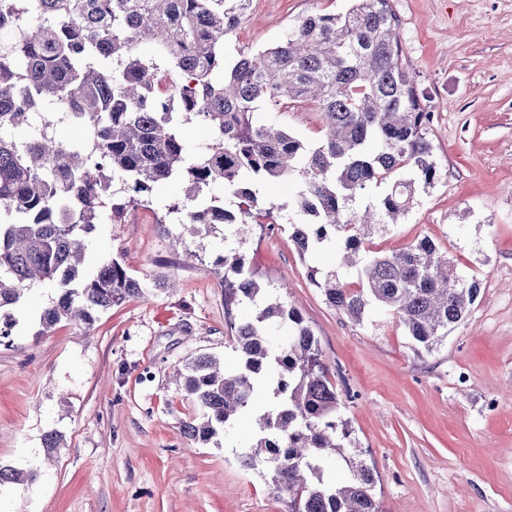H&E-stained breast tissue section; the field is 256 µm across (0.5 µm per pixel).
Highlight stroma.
Returning <instances> with one entry per match:
<instances>
[{
	"label": "stroma",
	"mask_w": 512,
	"mask_h": 512,
	"mask_svg": "<svg viewBox=\"0 0 512 512\" xmlns=\"http://www.w3.org/2000/svg\"><path fill=\"white\" fill-rule=\"evenodd\" d=\"M391 4L404 62L430 100L442 175L370 248L391 254L430 237L458 272L481 278L468 317L429 353L385 309L352 322L309 278L335 268V251L299 255L289 211L272 226L218 227L183 265L167 208L185 187L158 184L122 223L98 226L84 267L117 258L132 275L175 288L127 299L91 328L62 322L42 336L33 315L54 291L36 286L0 343V463L37 475L28 486L0 485V512H285L264 467L239 464L255 422L215 444L182 434L194 406L174 374L201 354L233 361L227 313L243 321L265 302L225 309L215 260L228 247L262 279L287 281L280 300L302 314L336 375L380 512H512V0ZM349 6L252 0L225 57L272 46L308 14ZM258 118L310 144L323 136L309 104ZM53 432L63 441L50 453L44 438Z\"/></svg>",
	"instance_id": "obj_1"
}]
</instances>
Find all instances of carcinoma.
I'll list each match as a JSON object with an SVG mask.
<instances>
[{"label": "carcinoma", "instance_id": "obj_1", "mask_svg": "<svg viewBox=\"0 0 512 512\" xmlns=\"http://www.w3.org/2000/svg\"><path fill=\"white\" fill-rule=\"evenodd\" d=\"M250 0H0V339L12 335V310L39 284L56 290L39 310L42 333L63 320L90 327L96 315L151 286L112 258L90 277L80 268L85 241L104 222L149 202L160 182L186 184L169 206L180 213L176 241L198 257L192 239L217 224L275 223V209L306 217L288 226L302 255L331 245L356 271L348 283L334 271H310L330 306L362 322L373 306L398 319L430 352L463 322L481 280L461 276L435 242L423 237L392 254L369 238L398 223L417 185L439 176L428 128L433 113L403 62L391 0H353L342 14L311 13L270 48L226 63L224 37ZM112 62L105 70L100 61ZM312 103L325 129L314 147L274 122L279 112ZM63 123L81 126L82 142L56 136ZM212 132L189 154L185 128ZM30 130L23 139L6 132ZM255 182L295 189L262 208ZM222 183L234 208L206 194ZM227 312L267 291L242 256L219 259ZM291 336L275 343L270 328ZM232 365L200 355L180 372L195 413L185 438L218 436L255 412L259 434L241 465L267 468L273 489L288 495L287 512H379L373 469L361 459L317 338L300 313L270 300L249 320L231 323ZM269 390L274 402L260 407ZM342 459L352 479L325 474ZM0 466V484L32 482Z\"/></svg>", "mask_w": 512, "mask_h": 512}]
</instances>
